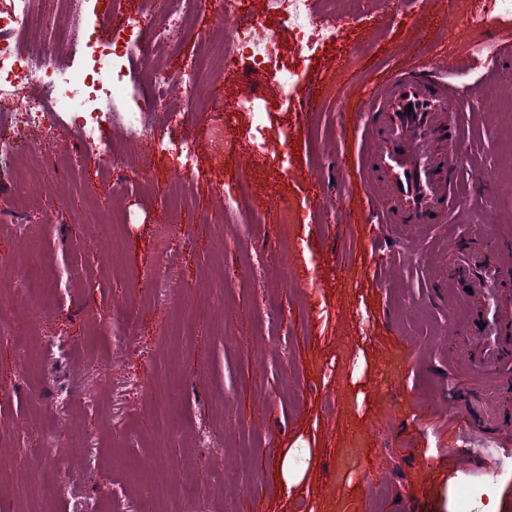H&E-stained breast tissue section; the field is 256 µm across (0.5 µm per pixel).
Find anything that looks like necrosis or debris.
<instances>
[{
  "instance_id": "1",
  "label": "necrosis or debris",
  "mask_w": 512,
  "mask_h": 512,
  "mask_svg": "<svg viewBox=\"0 0 512 512\" xmlns=\"http://www.w3.org/2000/svg\"><path fill=\"white\" fill-rule=\"evenodd\" d=\"M16 2L12 13L0 14V96L12 97L15 116L14 123H0V162L13 155L17 144L33 154L65 130L92 149L106 126L124 140L139 139L153 132L147 117L158 101L175 106L176 121L189 122L206 80L224 74L215 64L219 57L244 61L252 71L268 75L271 92H287L295 83L294 73L279 65L276 32L257 22L225 29L216 53L201 57L193 67L161 61L160 50L177 46L198 0H169L161 16L146 2L125 14L109 35L81 23L86 0H62L70 26L28 48L23 45L28 32L44 25L46 17L40 0ZM263 5L288 24L298 48L312 50L337 38V27L328 23L336 14V0H263ZM61 40L78 58L77 69H60L53 61Z\"/></svg>"
}]
</instances>
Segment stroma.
Masks as SVG:
<instances>
[{"label": "stroma", "mask_w": 512, "mask_h": 512, "mask_svg": "<svg viewBox=\"0 0 512 512\" xmlns=\"http://www.w3.org/2000/svg\"><path fill=\"white\" fill-rule=\"evenodd\" d=\"M420 8L364 0L350 15L337 0L339 37L307 51L252 0L234 25L276 28L298 87L263 94L219 80L210 94L254 100L263 123L201 105L194 125H167L193 139L201 171L179 204L166 176L182 159L149 136L127 150L119 197L100 189V154L69 132L16 160L0 183V256L22 261L35 238L44 257L21 281L0 271V310L21 329L0 335V454L14 455L0 466V512H83L94 496L120 512H459L465 493L469 512H503L512 460L450 459L473 438L448 398L493 372L448 363L447 324L473 336L478 318L454 306L439 245L494 257L512 239V97L485 94L493 42L512 40V6L454 0L418 27ZM225 11V0H200L179 64ZM426 48L468 63L454 79L467 206L412 232L380 275L357 127L371 81L425 66ZM316 75L309 116L298 89ZM238 144L252 148L247 186ZM228 196L242 207L230 235ZM111 217L124 221L117 262L95 241ZM48 279L56 304L27 329L24 294ZM151 460L181 483L146 500L132 474Z\"/></svg>", "instance_id": "obj_1"}]
</instances>
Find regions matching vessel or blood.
<instances>
[{"label": "vessel or blood", "mask_w": 512, "mask_h": 512, "mask_svg": "<svg viewBox=\"0 0 512 512\" xmlns=\"http://www.w3.org/2000/svg\"><path fill=\"white\" fill-rule=\"evenodd\" d=\"M495 64L487 80L502 93H512V74L498 60L512 56V42L496 48ZM465 59L420 70H397L376 85L365 107L361 133V165L372 199L369 220L376 228L375 242L388 240L397 224L423 229L447 223L466 200L449 170L459 152L460 114L453 101L461 94L445 76L465 70ZM448 272L467 294L459 304L477 307L483 322L479 357L500 374H512V341L504 334L512 326V252L494 262L475 250L449 247ZM469 425L482 439L480 447L460 449L458 460L491 452L487 437L500 420L497 396L484 392L466 405Z\"/></svg>", "instance_id": "obj_1"}]
</instances>
